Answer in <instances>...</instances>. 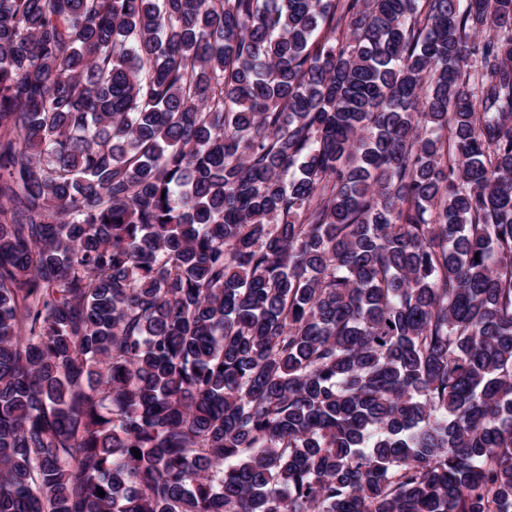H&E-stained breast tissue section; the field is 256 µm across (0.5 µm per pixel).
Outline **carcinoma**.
Listing matches in <instances>:
<instances>
[{
  "instance_id": "cac0c4a2",
  "label": "carcinoma",
  "mask_w": 512,
  "mask_h": 512,
  "mask_svg": "<svg viewBox=\"0 0 512 512\" xmlns=\"http://www.w3.org/2000/svg\"><path fill=\"white\" fill-rule=\"evenodd\" d=\"M0 512H512V0H0Z\"/></svg>"
}]
</instances>
